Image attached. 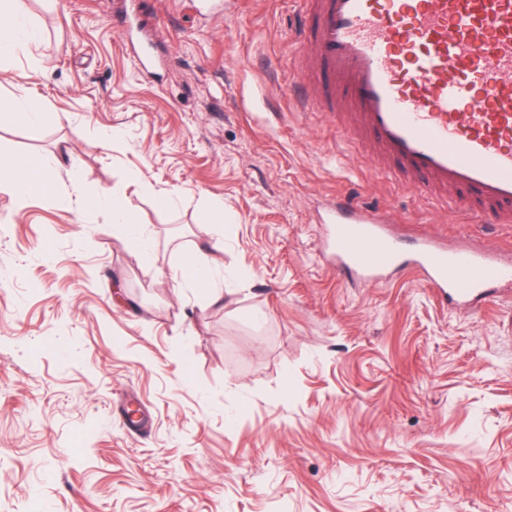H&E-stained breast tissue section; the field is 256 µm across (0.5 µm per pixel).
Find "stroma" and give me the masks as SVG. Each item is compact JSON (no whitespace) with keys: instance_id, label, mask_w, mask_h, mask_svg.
I'll list each match as a JSON object with an SVG mask.
<instances>
[{"instance_id":"stroma-1","label":"stroma","mask_w":512,"mask_h":512,"mask_svg":"<svg viewBox=\"0 0 512 512\" xmlns=\"http://www.w3.org/2000/svg\"><path fill=\"white\" fill-rule=\"evenodd\" d=\"M26 2L43 44L0 61V102L42 121L0 122V156L54 189L0 192V512H512V294L467 313L407 271L342 279L319 213L505 254L512 225L303 101L296 0ZM133 5L161 68L112 23ZM196 250L222 303L173 277ZM103 208L109 210L111 221L114 224H123L128 229V240L138 249H147L150 243V239L141 232L138 224H135L130 219L125 208L123 207L119 197L112 193L111 195H105L98 200Z\"/></svg>"}]
</instances>
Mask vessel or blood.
<instances>
[{
    "label": "vessel or blood",
    "mask_w": 512,
    "mask_h": 512,
    "mask_svg": "<svg viewBox=\"0 0 512 512\" xmlns=\"http://www.w3.org/2000/svg\"><path fill=\"white\" fill-rule=\"evenodd\" d=\"M303 93L333 112L380 166L482 224H512V0H301ZM326 248L347 279L411 272L447 303L475 309L512 287V259L406 247L378 211L324 208Z\"/></svg>",
    "instance_id": "b4317fda"
}]
</instances>
